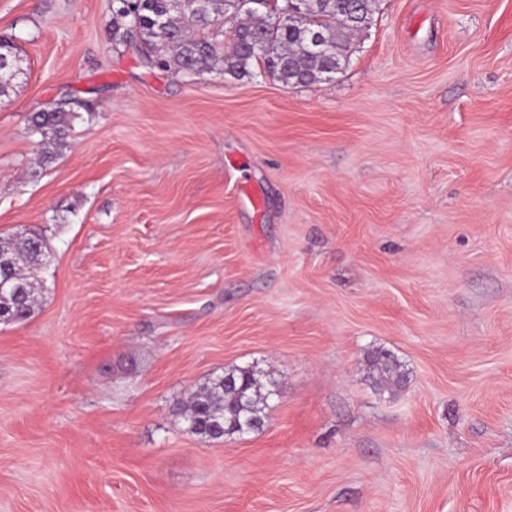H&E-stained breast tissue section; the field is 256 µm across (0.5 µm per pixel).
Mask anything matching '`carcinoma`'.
<instances>
[{"mask_svg":"<svg viewBox=\"0 0 512 512\" xmlns=\"http://www.w3.org/2000/svg\"><path fill=\"white\" fill-rule=\"evenodd\" d=\"M112 31L116 39L135 42L143 60L186 74L212 70L222 64L233 76L251 74L255 63L285 85H310L333 79L349 61L351 38L369 27L375 0H284L279 8L288 19L270 23L266 10L236 6V0H114ZM244 13L227 39L209 38L201 31L217 24L228 9ZM319 31L325 43L321 55L312 52L307 30ZM25 59L14 44L0 41V96L13 83L26 78ZM87 112L88 101L62 99L30 117V132L39 137V166L52 163L71 131L75 109ZM5 248L14 259L8 274L0 272V303L11 323H23L35 314L39 288L33 267L51 255L37 234L12 236ZM368 365L377 382L400 389L404 375L387 352H376ZM277 383L261 379L252 368L233 367L224 376L199 385L182 403L189 432L213 440L261 430Z\"/></svg>","mask_w":512,"mask_h":512,"instance_id":"carcinoma-1","label":"carcinoma"}]
</instances>
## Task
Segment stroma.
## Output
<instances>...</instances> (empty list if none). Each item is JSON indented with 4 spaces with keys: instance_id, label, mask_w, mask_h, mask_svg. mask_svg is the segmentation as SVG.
Returning <instances> with one entry per match:
<instances>
[{
    "instance_id": "obj_1",
    "label": "stroma",
    "mask_w": 512,
    "mask_h": 512,
    "mask_svg": "<svg viewBox=\"0 0 512 512\" xmlns=\"http://www.w3.org/2000/svg\"><path fill=\"white\" fill-rule=\"evenodd\" d=\"M0 39V234L52 255L0 324V512H512V0H378L309 86L147 66L112 0H0ZM232 366L264 427L190 433ZM25 59L14 44L0 41V96L6 94L14 82L23 80L27 76ZM73 106L86 112L93 109L89 101L68 98L31 115L30 132L33 136L39 137L40 168L52 163L57 156L58 149L65 144L71 131V119L77 114ZM368 365L375 374L377 382L389 389H400L404 384V375L400 365L387 352H375L368 358ZM275 386L271 378L263 382L252 367H233L222 377L208 378L182 402L189 432L217 440L261 430Z\"/></svg>"
}]
</instances>
